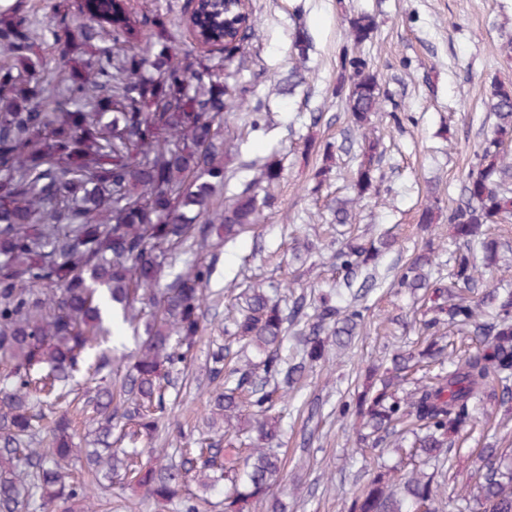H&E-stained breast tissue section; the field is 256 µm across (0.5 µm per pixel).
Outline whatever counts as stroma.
Returning <instances> with one entry per match:
<instances>
[{"label": "stroma", "mask_w": 512, "mask_h": 512, "mask_svg": "<svg viewBox=\"0 0 512 512\" xmlns=\"http://www.w3.org/2000/svg\"><path fill=\"white\" fill-rule=\"evenodd\" d=\"M246 5L254 34L242 63L193 48L186 33L181 47L218 64L225 85L247 101L224 111L230 154L218 202L229 204L248 187L269 193L273 204L256 232L216 250L209 285L214 301L173 416L186 442L201 437L200 425L210 410L211 388L204 376L209 347L223 341L225 314L237 291L249 287L251 273L277 286L312 290L328 287L336 277L322 257L332 240V208L345 193L358 153L349 108L336 95L339 58L350 20L372 14L378 27L364 50L378 75L383 109L408 118L398 127L378 123L384 155L375 187L356 208L353 222L367 236L387 234L395 242L380 257L381 284L365 300L366 332L344 352L327 345L324 359L291 392L282 423L286 467L279 493L284 501L293 512H348L352 497L381 466L411 470L403 462L404 450L355 447L353 429L359 421L342 408L373 365L419 337L423 300L391 288L389 277L423 238H432L445 258L457 247L446 214L425 231L418 219L431 195L446 206L459 198L463 179L496 122L486 102L492 82H512V0H246ZM299 34L305 38L300 50L293 46ZM327 148L332 151L328 158L323 155ZM266 163L279 169L270 183L260 177ZM324 166L329 174L316 181V170ZM313 402L320 409L312 416L308 407ZM474 413L481 424L452 451L439 512H462L464 503L456 495L475 483L482 448L512 447V409H489L478 401Z\"/></svg>", "instance_id": "obj_1"}]
</instances>
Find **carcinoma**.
Listing matches in <instances>:
<instances>
[{"instance_id":"cac0c4a2","label":"carcinoma","mask_w":512,"mask_h":512,"mask_svg":"<svg viewBox=\"0 0 512 512\" xmlns=\"http://www.w3.org/2000/svg\"><path fill=\"white\" fill-rule=\"evenodd\" d=\"M188 25L198 44L220 47L225 58L252 31L234 0H188V13L168 20L134 15L125 0H56L47 32L24 7L0 11V512H29L33 503L73 512L85 487L67 472L84 457L100 488L118 484L178 512H205L208 499L190 489L224 485V512H285L274 488L282 476L281 423L288 392L324 357L326 336L346 348L365 323L362 301L379 284L384 240L362 235L334 241L335 285L316 298L289 287H249L217 345L207 379L220 386L213 406L224 433L197 448H175L166 462L142 460L170 411L207 318V286L214 266L209 248L236 240L258 224L272 198L243 190L224 213L214 210L224 183V96L218 70L171 45L172 30ZM156 28L151 53L141 31ZM377 27L361 14L350 21L340 56L336 94L349 103L359 132L354 197L336 201L334 220L348 224L352 208L374 187L383 156L366 133L382 110L378 76L360 47ZM61 65L54 77L48 60ZM496 123L487 134L448 224L463 248L448 269L425 243L396 284L431 290L421 323L424 343L395 353L374 369L355 402V414L376 444L410 434L412 447L436 470L448 465L459 436L477 423L473 400L512 404V289L486 281L498 267L499 242L485 224L512 218V85L497 82L488 98ZM186 255L183 272L160 283L163 265ZM485 291L474 304L469 293ZM475 342V350L447 356L445 325ZM297 328L299 348L282 354ZM129 330L135 349L116 362L109 343ZM452 361L453 369L399 381L411 368ZM84 373V410L96 424L95 447H77L70 419L48 426L54 448L34 447L43 430L42 404L67 403ZM118 378L115 400L107 376ZM505 449L485 448L479 492L471 512H512V467ZM434 474L402 477L387 471L351 500L349 512H437Z\"/></svg>"}]
</instances>
